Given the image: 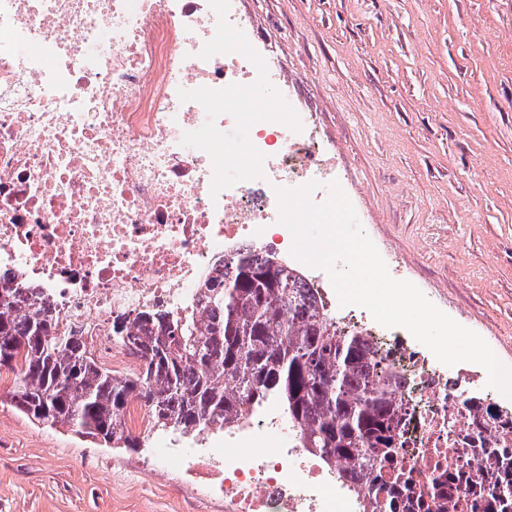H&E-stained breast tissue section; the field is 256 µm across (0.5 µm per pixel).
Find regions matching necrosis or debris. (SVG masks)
<instances>
[{
  "label": "necrosis or debris",
  "mask_w": 512,
  "mask_h": 512,
  "mask_svg": "<svg viewBox=\"0 0 512 512\" xmlns=\"http://www.w3.org/2000/svg\"><path fill=\"white\" fill-rule=\"evenodd\" d=\"M243 25L224 0H0V273L40 288L58 333L80 329L105 369L127 375L140 362L114 342L117 326L147 311H200L224 258L274 256L339 331L369 339L404 380L401 446L379 470L384 483L409 476L415 499L455 474L469 492L448 494L450 512H486L512 467L498 465L500 449L473 445L461 378L406 342L405 328L340 305L329 277L290 253L276 188L315 180L322 203L338 176L315 121L268 98L250 129L256 165L224 177V132L252 108L242 91L264 61L224 51ZM282 429L272 401L200 434L196 454L162 439L151 467L204 484L232 512H375L374 487L343 481ZM481 458L493 467L480 479Z\"/></svg>",
  "instance_id": "4bbe7bcc"
}]
</instances>
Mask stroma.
I'll list each match as a JSON object with an SVG mask.
<instances>
[{"instance_id":"1","label":"stroma","mask_w":512,"mask_h":512,"mask_svg":"<svg viewBox=\"0 0 512 512\" xmlns=\"http://www.w3.org/2000/svg\"><path fill=\"white\" fill-rule=\"evenodd\" d=\"M335 150L368 237L512 366V0H239ZM0 381V512H225L223 500L30 421Z\"/></svg>"}]
</instances>
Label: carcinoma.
Instances as JSON below:
<instances>
[{
  "label": "carcinoma",
  "instance_id": "cac0c4a2",
  "mask_svg": "<svg viewBox=\"0 0 512 512\" xmlns=\"http://www.w3.org/2000/svg\"><path fill=\"white\" fill-rule=\"evenodd\" d=\"M206 286L205 314L143 317L116 340L142 361L132 376H115L88 355L78 336H60L41 291L0 276V364L15 372L10 403L28 419L67 427L114 448H139L126 425L130 403L153 427L183 434L241 420L274 396L302 446L335 463L356 485L377 480L378 461L398 447L399 377L367 340L335 331L303 281L271 257L249 251L224 265ZM461 406L478 431L512 436V410L477 396ZM452 478L429 484L423 505L444 512ZM512 507V483L492 495L491 512Z\"/></svg>",
  "mask_w": 512,
  "mask_h": 512
}]
</instances>
